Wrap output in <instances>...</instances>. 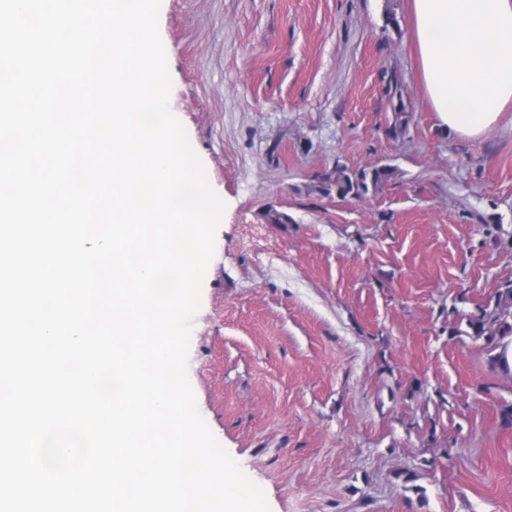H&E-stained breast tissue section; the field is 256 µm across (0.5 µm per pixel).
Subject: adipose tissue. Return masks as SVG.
<instances>
[{
	"label": "adipose tissue",
	"mask_w": 512,
	"mask_h": 512,
	"mask_svg": "<svg viewBox=\"0 0 512 512\" xmlns=\"http://www.w3.org/2000/svg\"><path fill=\"white\" fill-rule=\"evenodd\" d=\"M428 100L461 135L490 131L512 104V0H411Z\"/></svg>",
	"instance_id": "adipose-tissue-1"
}]
</instances>
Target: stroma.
<instances>
[{
  "mask_svg": "<svg viewBox=\"0 0 512 512\" xmlns=\"http://www.w3.org/2000/svg\"><path fill=\"white\" fill-rule=\"evenodd\" d=\"M158 31L224 203L188 353L218 444L270 512H512V335L470 324L512 285V108L440 121L410 0H161ZM394 170L389 166L373 167L369 170L349 171L343 167H336V170L322 175L327 194L332 191L336 195L345 198L347 196L360 197L369 191V185L376 189L388 181Z\"/></svg>",
  "mask_w": 512,
  "mask_h": 512,
  "instance_id": "obj_1",
  "label": "stroma"
}]
</instances>
